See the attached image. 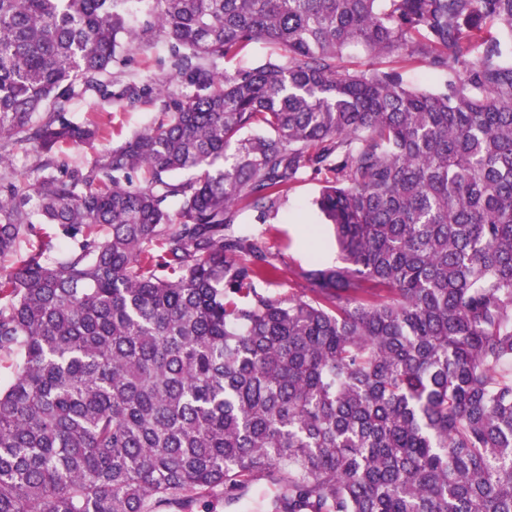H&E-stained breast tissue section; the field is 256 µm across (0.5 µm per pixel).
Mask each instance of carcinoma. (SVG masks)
Returning a JSON list of instances; mask_svg holds the SVG:
<instances>
[{"label":"carcinoma","instance_id":"obj_1","mask_svg":"<svg viewBox=\"0 0 512 512\" xmlns=\"http://www.w3.org/2000/svg\"><path fill=\"white\" fill-rule=\"evenodd\" d=\"M129 2L0 0V169L41 158L0 175V259L38 224L74 242L0 268V512H210L260 483L254 512H512V0H146L140 27ZM158 40L167 80L112 92ZM87 96L160 118L72 167ZM306 167L333 173L341 264L272 298L231 224ZM270 48L266 45H255L247 54L233 59H226L221 63L220 68L223 69L224 74H234L238 69L253 66L258 59L267 52ZM345 65L355 71L372 72L381 69H399L404 82L412 87H428L437 82V76L433 75L423 64H402L394 57L375 58L363 53L355 54L345 59ZM38 164V154L31 147L19 148L12 154L10 167L5 171L0 170V173H6L10 177H34L37 174Z\"/></svg>","mask_w":512,"mask_h":512}]
</instances>
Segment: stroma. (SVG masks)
<instances>
[{
  "label": "stroma",
  "instance_id": "1",
  "mask_svg": "<svg viewBox=\"0 0 512 512\" xmlns=\"http://www.w3.org/2000/svg\"><path fill=\"white\" fill-rule=\"evenodd\" d=\"M348 68L359 72L381 69H400L405 83L412 87H427L437 78L423 64L402 65L396 58H375L363 53L346 58ZM156 109L142 104L133 109L101 110L93 99L79 100L73 105L74 121H98L104 137L95 147L64 146L63 151L71 165L80 166L90 161L95 150L108 149L121 144L135 131L144 127ZM327 173L305 170L289 188L279 209L260 213L245 210L239 213L232 226L235 235L258 242L270 252L280 268L278 284L265 287L266 295L273 298L304 299L309 294V284L303 270L313 265L339 264V250L334 230L327 224L314 204Z\"/></svg>",
  "mask_w": 512,
  "mask_h": 512
}]
</instances>
